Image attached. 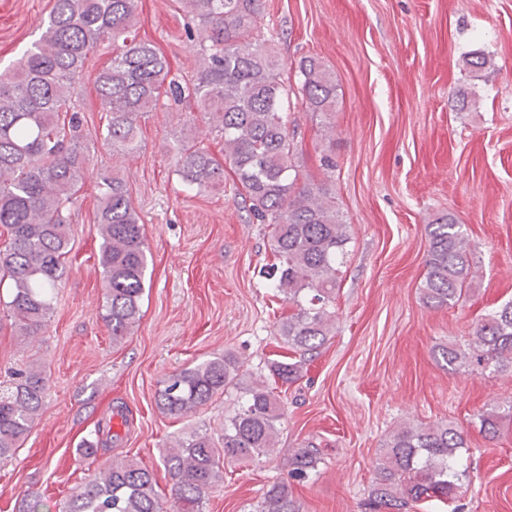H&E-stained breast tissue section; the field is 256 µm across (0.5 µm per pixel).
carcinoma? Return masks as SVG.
<instances>
[{
  "label": "carcinoma",
  "instance_id": "1",
  "mask_svg": "<svg viewBox=\"0 0 512 512\" xmlns=\"http://www.w3.org/2000/svg\"><path fill=\"white\" fill-rule=\"evenodd\" d=\"M200 33L202 66L191 82L170 76L168 60L148 40L137 38L138 0H54L41 32L20 58L0 69V284L17 336L38 335L53 311L54 292L66 276L71 253L70 205L89 158L82 147L76 111L77 80L88 55L100 44L112 58L95 79L106 123L101 136L115 151L140 147L138 121L162 98L193 101L194 108L224 140V158L197 141L192 124L172 133L177 174L199 189L224 184L230 171L244 191L249 213L270 227L277 259L267 272L292 311L277 336L291 353L266 365L268 376L247 380L231 352L202 360L159 382L157 403L173 416L198 411L231 388L245 394L224 418L216 437L193 430L162 456L172 500L163 501L154 470L133 458L109 459L99 476L71 490L58 512H205L212 490L223 481L226 460L246 462L276 445L285 406L277 385L302 378L308 362L334 335L333 304L340 259L350 242L329 189L303 177L288 132L289 90L273 48L254 37L259 0H179ZM299 97L325 119L336 111V80L318 58L299 60ZM98 266L104 283L103 320L119 343L141 318L148 267L144 225L117 175L98 183ZM423 304L453 306L475 278L472 248L462 225L447 215L427 225ZM450 370L512 369V302L481 318L474 341L438 348ZM47 375L30 363L0 387V458L21 446L45 408ZM127 424L125 408L98 423L96 440L83 455L97 457L116 437L112 418ZM485 438L496 440L512 422V404L488 405L478 414ZM464 432L448 424L405 422L384 442L363 506L366 512H410L425 499L454 500L465 487L459 456ZM321 449L301 445L288 456L287 477L269 485L256 512H300L291 484L317 475Z\"/></svg>",
  "mask_w": 512,
  "mask_h": 512
}]
</instances>
